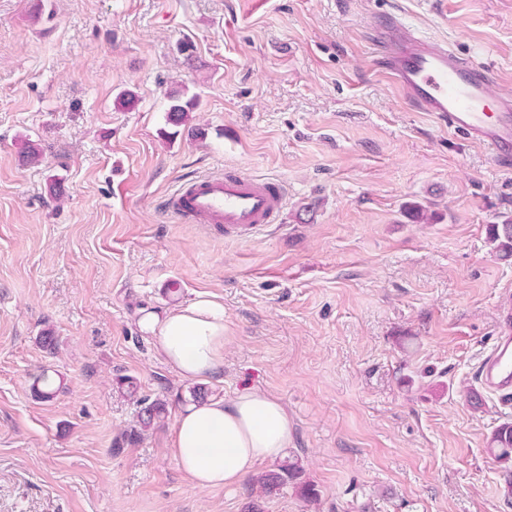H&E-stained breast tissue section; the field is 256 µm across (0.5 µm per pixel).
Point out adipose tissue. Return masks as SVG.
<instances>
[{
    "instance_id": "ef3b65f1",
    "label": "adipose tissue",
    "mask_w": 512,
    "mask_h": 512,
    "mask_svg": "<svg viewBox=\"0 0 512 512\" xmlns=\"http://www.w3.org/2000/svg\"><path fill=\"white\" fill-rule=\"evenodd\" d=\"M141 327L156 336L159 354L179 377L209 381L222 373L229 337L220 302L202 296L164 315H145ZM291 428L279 399L246 390L186 407L172 427L168 451L194 486L233 488L284 455Z\"/></svg>"
}]
</instances>
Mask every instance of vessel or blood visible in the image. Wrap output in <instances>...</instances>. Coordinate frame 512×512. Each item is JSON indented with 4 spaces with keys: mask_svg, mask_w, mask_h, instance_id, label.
I'll use <instances>...</instances> for the list:
<instances>
[{
    "mask_svg": "<svg viewBox=\"0 0 512 512\" xmlns=\"http://www.w3.org/2000/svg\"><path fill=\"white\" fill-rule=\"evenodd\" d=\"M380 72L420 111L433 113L448 128L490 149L496 162H512V100H504L495 119H487L485 102L491 70L464 61L443 45L418 37L400 21H390L388 39L377 51ZM285 203L282 184L227 171L182 183L164 203L176 218L222 225L227 235L252 236L277 223ZM479 384L501 404H512V312L497 323L489 353L480 361Z\"/></svg>",
    "mask_w": 512,
    "mask_h": 512,
    "instance_id": "obj_1",
    "label": "vessel or blood"
}]
</instances>
